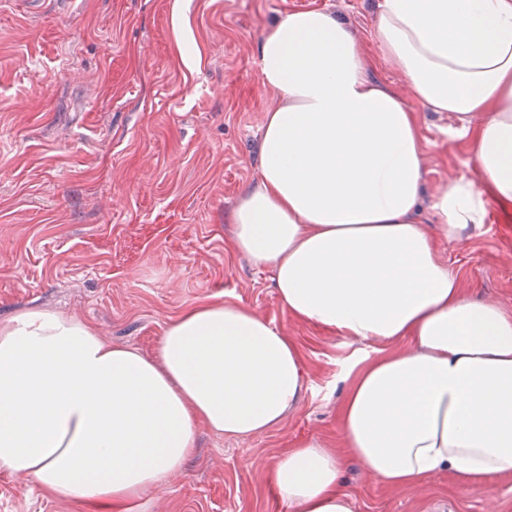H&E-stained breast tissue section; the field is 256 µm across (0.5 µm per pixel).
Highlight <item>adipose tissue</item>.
Segmentation results:
<instances>
[{"instance_id": "1", "label": "adipose tissue", "mask_w": 512, "mask_h": 512, "mask_svg": "<svg viewBox=\"0 0 512 512\" xmlns=\"http://www.w3.org/2000/svg\"><path fill=\"white\" fill-rule=\"evenodd\" d=\"M371 41L372 55L312 7L258 47L282 103L229 246L270 272L290 316L363 345L346 367L340 451L310 440L270 472L286 512H352L347 456L391 487L512 471V312L471 297L439 255L491 206L512 212V0H378ZM376 59L410 96L370 77ZM421 106L470 140L473 176L433 195L432 227L419 218ZM399 340L409 349L383 352ZM303 390L296 345L241 303L184 309L151 355L27 310L0 322V471L120 512L183 470L198 425L250 437Z\"/></svg>"}]
</instances>
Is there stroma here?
I'll list each match as a JSON object with an SVG mask.
<instances>
[{
    "label": "stroma",
    "mask_w": 512,
    "mask_h": 512,
    "mask_svg": "<svg viewBox=\"0 0 512 512\" xmlns=\"http://www.w3.org/2000/svg\"><path fill=\"white\" fill-rule=\"evenodd\" d=\"M377 0H0V321L46 309L152 353L184 308L240 302L281 327L305 391L247 439L207 427L183 472L129 512H283L268 481L291 448L340 449L344 366L358 341L292 318L268 271L230 252L231 214L253 181L267 112L257 44L288 12L322 7L370 44ZM422 112L434 195L470 175L467 139ZM440 253L469 293L512 311V221ZM353 512H512V474L460 487L448 473L391 488L346 461ZM0 512H97L0 473Z\"/></svg>",
    "instance_id": "1"
}]
</instances>
